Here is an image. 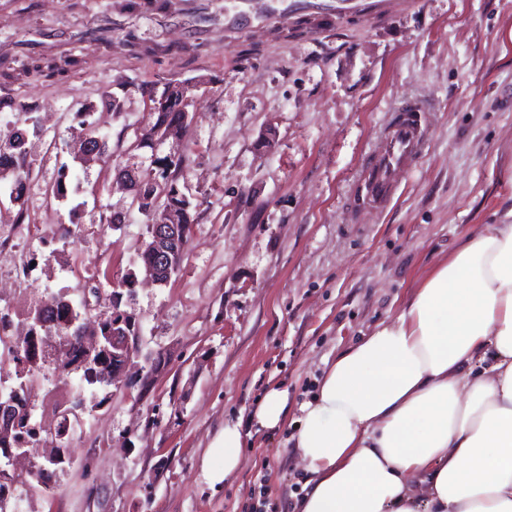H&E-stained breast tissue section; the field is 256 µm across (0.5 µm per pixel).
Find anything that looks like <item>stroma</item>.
Listing matches in <instances>:
<instances>
[{
    "label": "stroma",
    "instance_id": "stroma-1",
    "mask_svg": "<svg viewBox=\"0 0 512 512\" xmlns=\"http://www.w3.org/2000/svg\"><path fill=\"white\" fill-rule=\"evenodd\" d=\"M289 0H0V100L33 108L32 176L22 212L0 207V227L23 219L18 248L39 255L37 278L0 258V296L19 303L64 294L80 302L87 257L108 312L137 268L147 218L116 181L140 167L137 134L152 126L148 91L189 89L188 131L160 155L183 157L174 177L194 217L179 270L136 283L120 308L141 331V352H166L147 395L138 386L79 388L42 368L28 396L56 426L84 412L54 490L15 465L22 512H290L301 494L293 425L255 431L242 467L210 485V443L250 417L266 391L308 399L343 349L400 312L435 264L485 224L512 214V0H417L387 22L334 9L289 10ZM80 64L53 80L25 76L36 57ZM118 93L114 113L103 90ZM432 108L425 150L401 173L382 213L341 221L348 184L404 97ZM93 105L113 165L81 167L73 114ZM69 164L63 197L51 189ZM122 212L119 228L108 217ZM82 231L62 254L54 228Z\"/></svg>",
    "mask_w": 512,
    "mask_h": 512
}]
</instances>
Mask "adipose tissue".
Segmentation results:
<instances>
[{
	"instance_id": "adipose-tissue-1",
	"label": "adipose tissue",
	"mask_w": 512,
	"mask_h": 512,
	"mask_svg": "<svg viewBox=\"0 0 512 512\" xmlns=\"http://www.w3.org/2000/svg\"><path fill=\"white\" fill-rule=\"evenodd\" d=\"M291 410L272 388L251 420L276 430ZM299 410L294 512H512V223L437 265ZM244 437L243 420L225 422L211 483L239 469Z\"/></svg>"
}]
</instances>
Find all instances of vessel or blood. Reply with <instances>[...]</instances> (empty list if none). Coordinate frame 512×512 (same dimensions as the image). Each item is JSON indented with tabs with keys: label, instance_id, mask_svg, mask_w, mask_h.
Returning a JSON list of instances; mask_svg holds the SVG:
<instances>
[{
	"label": "vessel or blood",
	"instance_id": "vessel-or-blood-1",
	"mask_svg": "<svg viewBox=\"0 0 512 512\" xmlns=\"http://www.w3.org/2000/svg\"><path fill=\"white\" fill-rule=\"evenodd\" d=\"M411 6L412 0H336L340 15L357 9L387 18ZM430 116L427 104L416 98L403 100L389 111L379 139L349 186L347 223H357L368 210H387L399 191L398 174L412 168L423 152Z\"/></svg>",
	"mask_w": 512,
	"mask_h": 512
}]
</instances>
